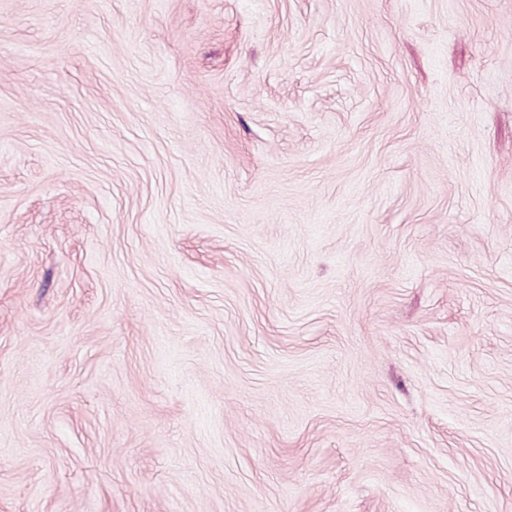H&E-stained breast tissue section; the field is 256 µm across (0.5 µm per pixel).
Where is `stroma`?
<instances>
[{"label":"stroma","instance_id":"obj_1","mask_svg":"<svg viewBox=\"0 0 512 512\" xmlns=\"http://www.w3.org/2000/svg\"><path fill=\"white\" fill-rule=\"evenodd\" d=\"M0 512H512V0H0Z\"/></svg>","mask_w":512,"mask_h":512}]
</instances>
